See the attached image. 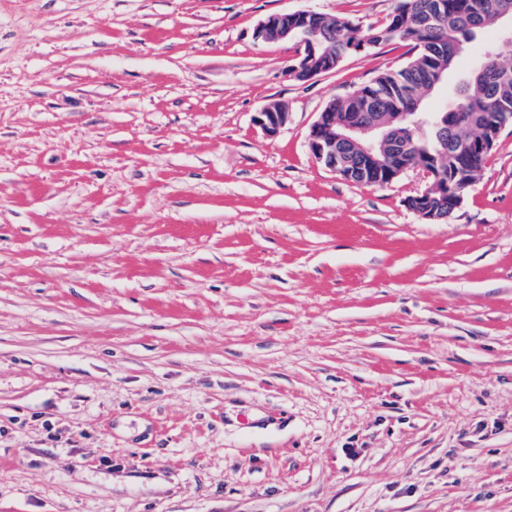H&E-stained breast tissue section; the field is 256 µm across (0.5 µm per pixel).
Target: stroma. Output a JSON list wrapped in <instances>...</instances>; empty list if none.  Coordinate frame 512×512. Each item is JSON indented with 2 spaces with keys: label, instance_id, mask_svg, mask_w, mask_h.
Returning a JSON list of instances; mask_svg holds the SVG:
<instances>
[{
  "label": "stroma",
  "instance_id": "1",
  "mask_svg": "<svg viewBox=\"0 0 512 512\" xmlns=\"http://www.w3.org/2000/svg\"><path fill=\"white\" fill-rule=\"evenodd\" d=\"M395 6L0 0V512H512V129L424 220L308 147L404 42L254 38ZM288 16H293L294 20H299V23L307 25L311 20L318 18L320 14L312 11H297L270 15L256 26L255 39L262 42L292 40L291 33L300 25L296 23L288 24ZM257 123L268 136H275L289 121L288 109L279 102L265 104L256 117Z\"/></svg>",
  "mask_w": 512,
  "mask_h": 512
}]
</instances>
